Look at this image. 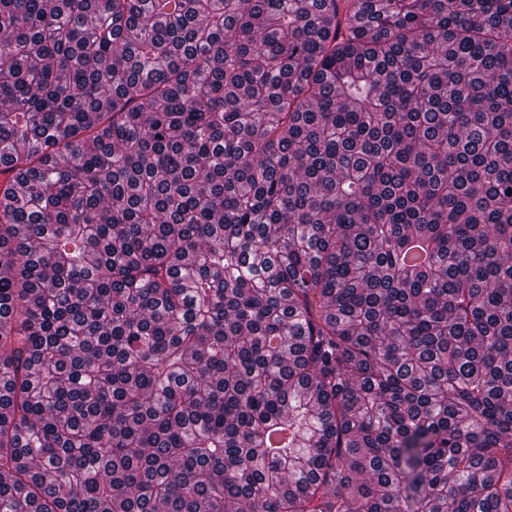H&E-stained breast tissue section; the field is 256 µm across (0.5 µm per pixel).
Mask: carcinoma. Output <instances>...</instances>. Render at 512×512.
Here are the masks:
<instances>
[{
	"instance_id": "cac0c4a2",
	"label": "carcinoma",
	"mask_w": 512,
	"mask_h": 512,
	"mask_svg": "<svg viewBox=\"0 0 512 512\" xmlns=\"http://www.w3.org/2000/svg\"><path fill=\"white\" fill-rule=\"evenodd\" d=\"M0 512H512V0H0Z\"/></svg>"
}]
</instances>
